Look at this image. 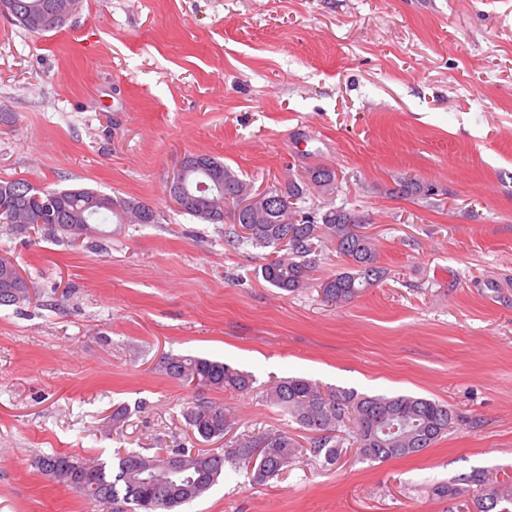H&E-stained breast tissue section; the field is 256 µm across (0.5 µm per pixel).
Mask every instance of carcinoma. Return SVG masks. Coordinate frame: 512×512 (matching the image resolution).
Returning a JSON list of instances; mask_svg holds the SVG:
<instances>
[{
    "label": "carcinoma",
    "mask_w": 512,
    "mask_h": 512,
    "mask_svg": "<svg viewBox=\"0 0 512 512\" xmlns=\"http://www.w3.org/2000/svg\"><path fill=\"white\" fill-rule=\"evenodd\" d=\"M56 0H0L9 15L28 32L41 35L56 30L65 19L56 15ZM191 168L187 178L195 186L206 180V173L223 175V190L204 199L180 204V211L209 224L224 223V199L233 204V232L255 247L273 248L276 256L261 266L262 279L274 288L293 292L312 280L316 253L329 239L346 259V268L320 283L323 300L340 306L347 304L374 285L385 274L379 265L374 238L362 232L365 219L355 210L330 208L323 213L304 211L296 206L304 187L290 182L274 190L271 198L238 209V199L251 195L249 184L224 162L207 154L186 156ZM312 187L324 194L336 189V171L318 167L308 171ZM31 182L25 179L0 181V223L22 233L30 224L61 241L76 244L98 232L95 225L110 218L114 224H132L136 213L142 223L157 224L158 211L137 198H114L89 188L45 189L34 196ZM30 301V287L16 262L0 256V305L18 308ZM162 369L184 386L199 389H229L247 392L253 388V375L200 356L170 355ZM265 401L283 408L300 427L315 434L311 452L334 462L341 454L336 432L352 424L360 455L386 461L423 452L448 433L458 415L447 403L409 395L369 396L354 391L324 389L307 378H281L263 390ZM188 430L199 441L222 439L231 423L224 406L213 402L194 404L186 413ZM301 451L299 442L286 430L242 438L222 448L191 452L185 448L152 456L131 451L114 458H85L54 452L38 457V469H56L52 478L71 485V476L84 469L97 474L96 483L81 490L84 499L103 512H171L172 509L204 496L221 476L224 468H249L252 483L264 485L294 462ZM181 458L184 471L169 474L167 460ZM475 492L479 512H512V485L501 484L483 471L466 478V487L450 485L442 493L455 500ZM112 509H107V506Z\"/></svg>",
    "instance_id": "obj_1"
}]
</instances>
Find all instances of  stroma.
Returning a JSON list of instances; mask_svg holds the SVG:
<instances>
[{"label":"stroma","mask_w":512,"mask_h":512,"mask_svg":"<svg viewBox=\"0 0 512 512\" xmlns=\"http://www.w3.org/2000/svg\"><path fill=\"white\" fill-rule=\"evenodd\" d=\"M208 154L260 192L335 169L303 207L369 217L386 274L350 303L273 288L265 249L182 214L169 182ZM422 193H398L401 178ZM136 197L157 224L105 225L99 249L0 227L31 286L0 306V512H97L42 474L54 451L104 459L195 447L185 413L222 404L224 436L285 429L303 451L268 485L226 469L178 512H458L438 487L512 484V0H78L58 30L0 13V180ZM252 373L253 392L194 389L168 355ZM304 377L452 404L424 452L336 463L262 398ZM125 411L121 432L112 415ZM308 182L324 194H332L336 189V171L328 167H318L308 171Z\"/></svg>","instance_id":"stroma-1"}]
</instances>
